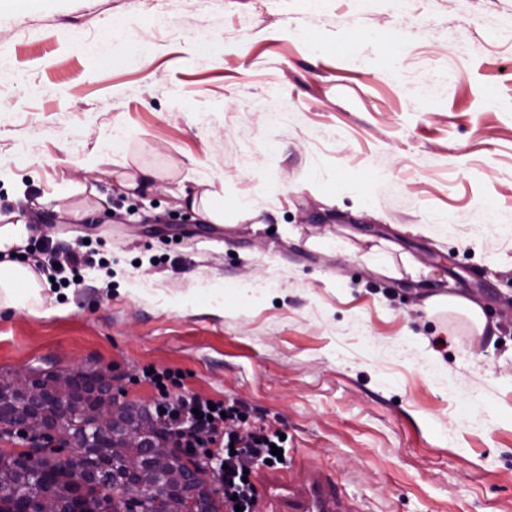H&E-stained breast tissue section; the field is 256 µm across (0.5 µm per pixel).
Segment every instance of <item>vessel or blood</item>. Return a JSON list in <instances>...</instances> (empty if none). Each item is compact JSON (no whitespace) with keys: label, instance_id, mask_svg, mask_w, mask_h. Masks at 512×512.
Here are the masks:
<instances>
[{"label":"vessel or blood","instance_id":"vessel-or-blood-1","mask_svg":"<svg viewBox=\"0 0 512 512\" xmlns=\"http://www.w3.org/2000/svg\"><path fill=\"white\" fill-rule=\"evenodd\" d=\"M256 512H344L328 476L310 473L304 485H289L276 477L263 484Z\"/></svg>","mask_w":512,"mask_h":512}]
</instances>
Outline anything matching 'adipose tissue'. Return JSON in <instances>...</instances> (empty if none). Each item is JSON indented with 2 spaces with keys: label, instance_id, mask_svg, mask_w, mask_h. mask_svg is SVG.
I'll list each match as a JSON object with an SVG mask.
<instances>
[{
  "label": "adipose tissue",
  "instance_id": "ef3b65f1",
  "mask_svg": "<svg viewBox=\"0 0 512 512\" xmlns=\"http://www.w3.org/2000/svg\"><path fill=\"white\" fill-rule=\"evenodd\" d=\"M183 199L191 211L208 223H223L224 195L216 190L214 181H200L198 189L184 193ZM33 232V226L17 214L0 213V290L17 294L22 301L51 285L48 277L13 260L14 254L27 245Z\"/></svg>",
  "mask_w": 512,
  "mask_h": 512
}]
</instances>
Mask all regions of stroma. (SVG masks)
<instances>
[{
    "label": "stroma",
    "mask_w": 512,
    "mask_h": 512,
    "mask_svg": "<svg viewBox=\"0 0 512 512\" xmlns=\"http://www.w3.org/2000/svg\"><path fill=\"white\" fill-rule=\"evenodd\" d=\"M117 161L161 191L122 190ZM204 176L223 228L180 221ZM16 210V262L95 255L79 286L0 295V371H99L149 406L142 369L178 370L353 512H512V0H0ZM438 293L480 303L484 335L428 313Z\"/></svg>",
    "instance_id": "1"
}]
</instances>
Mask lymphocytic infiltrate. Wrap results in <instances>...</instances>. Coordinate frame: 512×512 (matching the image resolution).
Masks as SVG:
<instances>
[{"mask_svg": "<svg viewBox=\"0 0 512 512\" xmlns=\"http://www.w3.org/2000/svg\"><path fill=\"white\" fill-rule=\"evenodd\" d=\"M181 372L156 370L149 380L158 391L150 413L159 430L176 446L189 450L212 474L224 499V512H254L255 483L245 471L265 466L272 448H285L280 430L248 406L182 393Z\"/></svg>", "mask_w": 512, "mask_h": 512, "instance_id": "obj_1", "label": "lymphocytic infiltrate"}]
</instances>
